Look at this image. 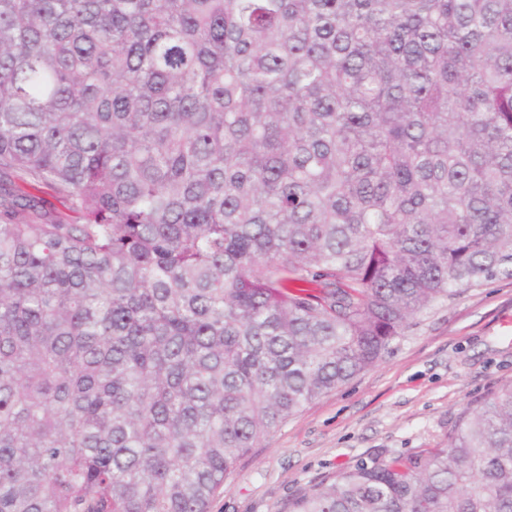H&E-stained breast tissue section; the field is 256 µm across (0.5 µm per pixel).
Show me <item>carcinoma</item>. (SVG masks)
Listing matches in <instances>:
<instances>
[{"mask_svg": "<svg viewBox=\"0 0 512 512\" xmlns=\"http://www.w3.org/2000/svg\"><path fill=\"white\" fill-rule=\"evenodd\" d=\"M496 278L512 0H0V512H207ZM290 512H512V384Z\"/></svg>", "mask_w": 512, "mask_h": 512, "instance_id": "1", "label": "carcinoma"}]
</instances>
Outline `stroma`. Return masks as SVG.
Segmentation results:
<instances>
[{
    "mask_svg": "<svg viewBox=\"0 0 512 512\" xmlns=\"http://www.w3.org/2000/svg\"><path fill=\"white\" fill-rule=\"evenodd\" d=\"M512 383V279L418 315L373 367L311 403L238 461L209 512H288L360 463L441 447L472 403Z\"/></svg>",
    "mask_w": 512,
    "mask_h": 512,
    "instance_id": "35a3bbf8",
    "label": "stroma"
}]
</instances>
